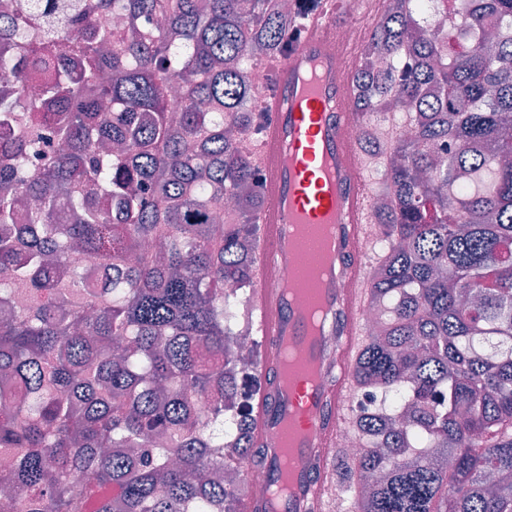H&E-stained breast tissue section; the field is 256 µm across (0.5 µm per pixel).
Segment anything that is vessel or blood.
Instances as JSON below:
<instances>
[{
  "mask_svg": "<svg viewBox=\"0 0 512 512\" xmlns=\"http://www.w3.org/2000/svg\"><path fill=\"white\" fill-rule=\"evenodd\" d=\"M329 0H313L308 21L274 69L263 107L258 165L264 197L254 306L262 336L261 387L251 407L264 487L250 512H331L339 474L330 448L347 432L355 382L351 364L364 338L369 265L358 248L372 239L371 191L355 173L360 150L349 126L355 54L326 21ZM330 225L328 267L316 283L322 313L312 327L289 293L296 225Z\"/></svg>",
  "mask_w": 512,
  "mask_h": 512,
  "instance_id": "b4317fda",
  "label": "vessel or blood"
}]
</instances>
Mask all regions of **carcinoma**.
Returning <instances> with one entry per match:
<instances>
[{"label": "carcinoma", "mask_w": 512, "mask_h": 512, "mask_svg": "<svg viewBox=\"0 0 512 512\" xmlns=\"http://www.w3.org/2000/svg\"><path fill=\"white\" fill-rule=\"evenodd\" d=\"M432 5L447 19L435 31ZM301 22L276 0L0 11V300L15 308L0 374L20 387L0 406L10 512H246L263 201L224 126L260 133L248 70ZM35 67L51 75L31 90ZM354 84L361 149L391 160L368 297L382 335L352 365L375 393L353 413L369 451L342 469L344 512H512V0L467 14L385 0ZM398 103L411 134L383 143L374 116ZM61 238L102 283L68 265Z\"/></svg>", "instance_id": "cac0c4a2"}]
</instances>
